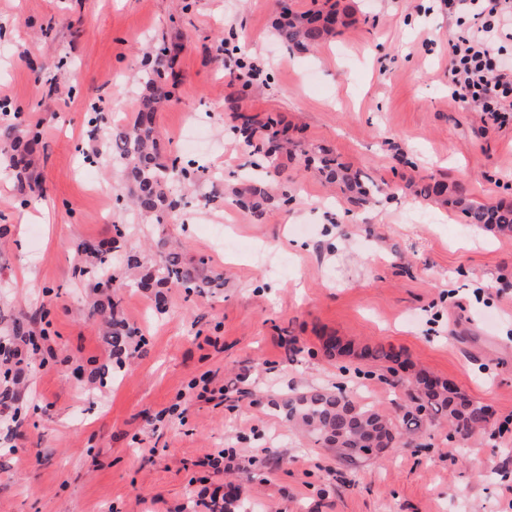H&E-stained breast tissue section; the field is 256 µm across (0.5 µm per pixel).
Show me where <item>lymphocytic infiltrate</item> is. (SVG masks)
Masks as SVG:
<instances>
[{
  "instance_id": "obj_1",
  "label": "lymphocytic infiltrate",
  "mask_w": 512,
  "mask_h": 512,
  "mask_svg": "<svg viewBox=\"0 0 512 512\" xmlns=\"http://www.w3.org/2000/svg\"><path fill=\"white\" fill-rule=\"evenodd\" d=\"M449 16L467 17L466 28L448 40V83L459 109L478 107L485 122L512 121V64L502 60L499 23L512 15V0H441ZM50 337L40 333L0 336V417L19 424L24 400L30 399L29 368L47 349Z\"/></svg>"
}]
</instances>
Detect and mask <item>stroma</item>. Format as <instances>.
<instances>
[{
	"instance_id": "obj_1",
	"label": "stroma",
	"mask_w": 512,
	"mask_h": 512,
	"mask_svg": "<svg viewBox=\"0 0 512 512\" xmlns=\"http://www.w3.org/2000/svg\"><path fill=\"white\" fill-rule=\"evenodd\" d=\"M347 24L316 50L291 51L272 23L278 0H0V94L40 134L33 157L45 195L0 178V321L48 331L71 365L32 366L23 426L40 460L0 443V512H173L197 460L236 448L215 482L239 489V512H507L512 507V235L410 193L352 203L298 160H283L293 197L254 220L232 201L204 203L208 179L184 194L192 218L148 224L115 211L121 175L103 149L134 116L142 49L182 40L178 88L157 123L172 149L205 129L189 156L236 183L250 152L236 114L273 112L291 135L332 149L377 183L429 177L465 185L480 202L512 204V124L459 110L448 86L453 29L435 0H336ZM229 38L263 71L240 96L212 43ZM236 111H229V104ZM97 126H90L91 116ZM94 163L83 162V155ZM114 239L113 256L207 258L224 285L186 294L128 286L124 320L144 344L108 363L106 326L76 243ZM394 346L404 372L449 380L492 413L463 437L439 419L426 432L350 470L290 429L272 400L315 385L398 412L403 389L327 357L323 337ZM108 364L86 386L72 369ZM238 378L223 404L187 401L186 419L155 423L191 379Z\"/></svg>"
}]
</instances>
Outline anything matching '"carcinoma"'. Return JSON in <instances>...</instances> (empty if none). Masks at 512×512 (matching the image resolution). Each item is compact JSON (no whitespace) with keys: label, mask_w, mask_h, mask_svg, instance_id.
Returning <instances> with one entry per match:
<instances>
[{"label":"carcinoma","mask_w":512,"mask_h":512,"mask_svg":"<svg viewBox=\"0 0 512 512\" xmlns=\"http://www.w3.org/2000/svg\"><path fill=\"white\" fill-rule=\"evenodd\" d=\"M281 3L277 34L290 50L313 49L335 34L337 26L346 24L334 4L297 13L289 7L288 0ZM183 49L181 42H166L162 51L147 59L139 77L142 92L135 116L127 122L112 123L108 133V154L112 163L122 170L123 192L140 216L153 224L167 223V218L180 210L182 195L175 185L195 180L199 172L181 157L168 153L156 122L157 113L175 95L174 63ZM238 119L240 123L233 130L251 148V154L260 156L253 167L261 169L262 174L237 185L224 186L219 194L206 197L205 202L230 196L253 219H262L270 202L288 204V192L279 183L284 157L304 160L329 183L341 182L356 202H366L381 192L372 178L344 165L326 148L289 139L288 129L281 126V120L271 116L259 120L245 115ZM38 141L39 134L18 116L13 122L0 125V155L6 162L5 172L31 191L40 188V177L32 160ZM407 190L423 199L435 196L441 204L460 209L471 224L512 233V205L477 203L461 184L449 187L429 181L420 186L409 183L393 187L390 195ZM77 249L91 258L90 266L96 268L93 287L119 280L112 274L108 258L88 250L83 243ZM169 283L190 290L204 286L218 288L224 285V280L219 275L208 274L205 259L184 262L178 254L170 253L161 265L141 278L140 286L157 288ZM323 349L338 360H356L361 364L384 362L394 374L407 363L403 352L393 346H358L339 336L326 337ZM409 394L410 406L402 409L398 418L387 416L373 404L357 403L342 386L334 390L314 386L274 406L285 415L289 425L302 430L321 447L333 449L346 466H355L363 458L378 455L397 434L415 436L428 420L437 416L447 419L457 433L487 430V424L482 422L484 404L446 381L418 375L411 380Z\"/></svg>","instance_id":"obj_1"}]
</instances>
